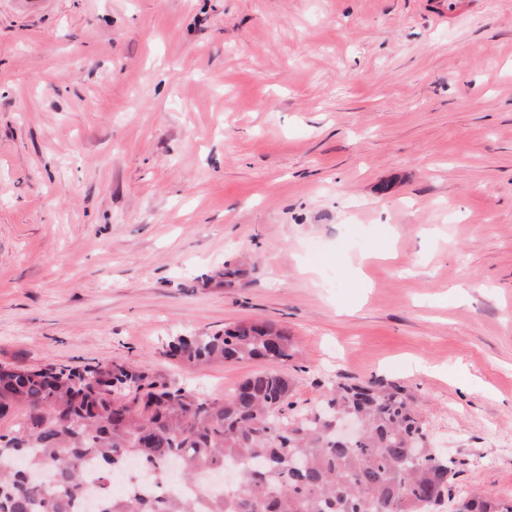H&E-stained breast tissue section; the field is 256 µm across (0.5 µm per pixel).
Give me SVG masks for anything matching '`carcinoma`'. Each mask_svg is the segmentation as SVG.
<instances>
[{"mask_svg": "<svg viewBox=\"0 0 512 512\" xmlns=\"http://www.w3.org/2000/svg\"><path fill=\"white\" fill-rule=\"evenodd\" d=\"M164 354L268 367L230 394L199 397L125 363L1 364L0 419L16 421L0 432V512H76L91 460L101 512H512V498L455 489L454 461L430 445L415 397L397 383L338 380L319 405L294 408L282 366L296 345L274 323L176 336ZM339 415L361 422L349 445L331 428ZM231 460L244 468L222 496L195 501L165 482L177 462L195 485ZM132 461L148 489L111 496Z\"/></svg>", "mask_w": 512, "mask_h": 512, "instance_id": "cac0c4a2", "label": "carcinoma"}]
</instances>
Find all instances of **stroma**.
Returning a JSON list of instances; mask_svg holds the SVG:
<instances>
[{
  "mask_svg": "<svg viewBox=\"0 0 512 512\" xmlns=\"http://www.w3.org/2000/svg\"><path fill=\"white\" fill-rule=\"evenodd\" d=\"M436 2L0 0V363L221 396L169 338L273 322L512 497V0Z\"/></svg>",
  "mask_w": 512,
  "mask_h": 512,
  "instance_id": "stroma-1",
  "label": "stroma"
}]
</instances>
